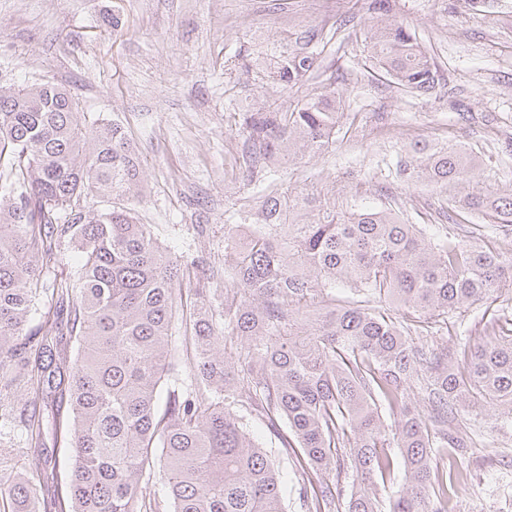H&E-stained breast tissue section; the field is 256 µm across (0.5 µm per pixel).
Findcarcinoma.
<instances>
[{
	"label": "carcinoma",
	"mask_w": 512,
	"mask_h": 512,
	"mask_svg": "<svg viewBox=\"0 0 512 512\" xmlns=\"http://www.w3.org/2000/svg\"><path fill=\"white\" fill-rule=\"evenodd\" d=\"M371 6L382 17L366 41L375 68L405 91L434 89L431 56L404 22L383 20L390 0ZM333 37L290 27L265 58L241 59L261 85L285 90L309 79ZM341 117L334 92L245 113L248 170L325 151ZM477 166L453 145L415 143L399 172L512 224V190L478 186ZM143 191L119 123L88 121L56 83L0 85V398L19 386L69 403L72 464L54 512H285L280 471L237 405L298 449L301 469L335 471L314 490L316 512H448L470 405L512 414V333L489 335L455 366L371 302L439 316L500 292L512 258L452 236L434 243L387 209L340 216L272 183L245 223L224 225V258L189 259L136 222L129 204ZM70 248L73 274L47 279ZM340 282L355 297L321 306L319 291ZM0 424L43 446L36 410L0 412ZM155 471L161 496L148 490ZM41 479L0 477L11 512H39Z\"/></svg>",
	"instance_id": "carcinoma-1"
}]
</instances>
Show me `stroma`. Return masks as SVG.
<instances>
[{
	"instance_id": "obj_1",
	"label": "stroma",
	"mask_w": 512,
	"mask_h": 512,
	"mask_svg": "<svg viewBox=\"0 0 512 512\" xmlns=\"http://www.w3.org/2000/svg\"><path fill=\"white\" fill-rule=\"evenodd\" d=\"M390 15L429 51L440 74L431 92H404L378 75L365 43L370 0H288L284 11L270 0H0V83L61 84L88 117L124 128L146 183L135 215L166 251L223 257L225 225L272 182L340 214L388 207L432 239L453 234L495 250L512 241V224L452 210L438 187L405 181L399 165L409 144L455 145L479 157L475 181L512 189V0H392ZM309 25L336 37L303 85L275 94L241 67L240 53ZM324 90L337 92L344 112L330 148L249 177L242 112ZM394 315L453 362L512 322V290L435 318L407 307ZM244 421L283 474L286 512H308L300 489L323 474L301 472L264 419ZM467 423L465 485L448 512H512V418L478 402ZM70 456L62 441L40 456L0 443L7 472L51 467L61 476Z\"/></svg>"
}]
</instances>
